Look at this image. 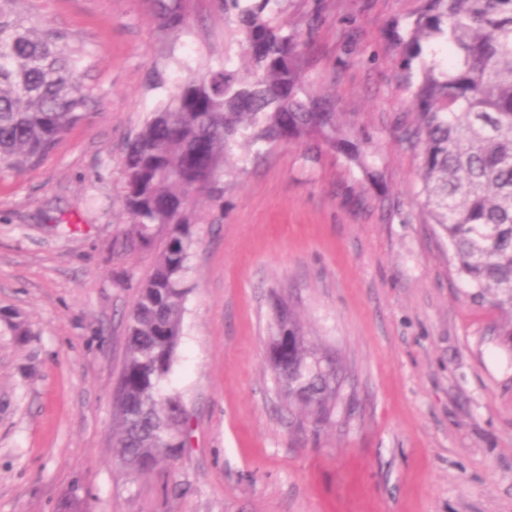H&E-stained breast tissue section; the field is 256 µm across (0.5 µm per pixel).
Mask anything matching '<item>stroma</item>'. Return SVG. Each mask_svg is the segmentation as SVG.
<instances>
[{"label":"stroma","mask_w":512,"mask_h":512,"mask_svg":"<svg viewBox=\"0 0 512 512\" xmlns=\"http://www.w3.org/2000/svg\"><path fill=\"white\" fill-rule=\"evenodd\" d=\"M165 34L153 0H16L90 55L89 116L38 167L0 177V512H512V355L470 301L419 205L395 25L418 0H285L305 75L362 162L302 143L227 178L195 227L167 391L186 448L145 474L115 460L112 395L126 314L162 240L114 248L126 140L182 77L244 62L217 0H184ZM336 357L328 424L277 397L275 297Z\"/></svg>","instance_id":"1"}]
</instances>
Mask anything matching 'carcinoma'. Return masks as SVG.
I'll list each match as a JSON object with an SVG mask.
<instances>
[{
    "instance_id": "carcinoma-1",
    "label": "carcinoma",
    "mask_w": 512,
    "mask_h": 512,
    "mask_svg": "<svg viewBox=\"0 0 512 512\" xmlns=\"http://www.w3.org/2000/svg\"><path fill=\"white\" fill-rule=\"evenodd\" d=\"M282 0H219L237 17L248 69L192 73L125 145L120 201L126 252L164 231V248L127 314L126 358L114 394L116 461L136 473L176 459L189 439L181 398L164 391L176 361L189 289L196 202L224 205L232 151L311 141L351 158L357 145L315 94L304 43ZM0 0V175L41 164L88 117L86 51ZM157 27L180 32L183 0H154ZM397 66L414 122L399 141L421 157V208L448 239V263L470 296L499 314L495 342L512 354V0H419L398 35ZM275 388L315 424L329 421L336 359L314 349L292 314L278 311L270 342Z\"/></svg>"
}]
</instances>
